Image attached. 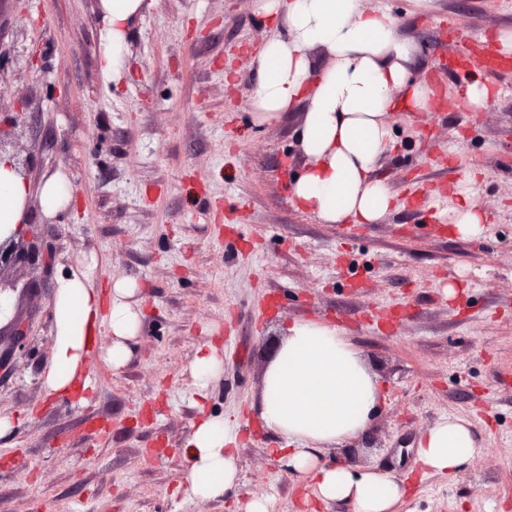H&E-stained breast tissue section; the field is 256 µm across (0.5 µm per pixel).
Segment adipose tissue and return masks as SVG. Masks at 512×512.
<instances>
[{
	"label": "adipose tissue",
	"mask_w": 512,
	"mask_h": 512,
	"mask_svg": "<svg viewBox=\"0 0 512 512\" xmlns=\"http://www.w3.org/2000/svg\"><path fill=\"white\" fill-rule=\"evenodd\" d=\"M144 0H101L104 28L100 61L113 78L130 76L129 33ZM277 31L256 59L252 108L258 121L301 109L300 145L307 162L290 184L291 200L325 224H375L398 207L396 195L377 177L395 145L390 112L430 110L434 86L414 78L415 47L396 33L384 8L362 0H264ZM38 200L45 215L69 207L70 179L56 171L39 185L0 159V242L21 231ZM96 259L56 280L52 303L55 343L44 385L52 396H78L90 387L87 356L102 330L112 334L106 352L123 367L140 318L129 302L135 288L115 279L103 292ZM383 387L363 356L336 325L296 320L272 355L262 382L258 413L279 445L272 457L302 475L319 503L350 504L353 512H402L405 480L366 466L360 472L319 464L321 449L364 432L381 402ZM185 492L219 499L237 479V435L226 419L204 416L191 425ZM476 452L469 422L441 419L419 439L416 462L424 474L457 471Z\"/></svg>",
	"instance_id": "1"
}]
</instances>
